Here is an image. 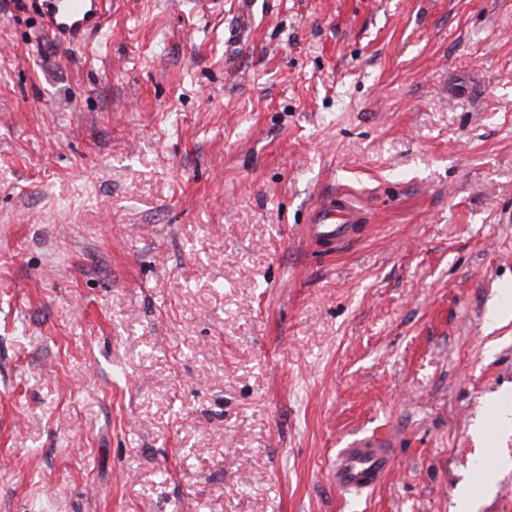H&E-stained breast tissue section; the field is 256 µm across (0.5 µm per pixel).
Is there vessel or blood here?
<instances>
[{
    "label": "vessel or blood",
    "mask_w": 512,
    "mask_h": 512,
    "mask_svg": "<svg viewBox=\"0 0 512 512\" xmlns=\"http://www.w3.org/2000/svg\"><path fill=\"white\" fill-rule=\"evenodd\" d=\"M51 3L45 29L58 40L77 44L85 33L103 27L102 0H51ZM366 221V212L349 194L335 193L315 209L308 236L317 245L333 248L354 238ZM390 463V455L382 441H360L339 450L332 479L345 491L371 488Z\"/></svg>",
    "instance_id": "obj_1"
}]
</instances>
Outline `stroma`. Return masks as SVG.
<instances>
[{"mask_svg":"<svg viewBox=\"0 0 512 512\" xmlns=\"http://www.w3.org/2000/svg\"><path fill=\"white\" fill-rule=\"evenodd\" d=\"M48 6L0 0V512H512V0ZM45 30L58 40L78 44L86 32L103 28L101 0H51ZM366 221L367 213L349 194L335 193L315 209L308 225V236L319 246L342 247L356 236ZM391 458L383 442L364 440L352 448H341L332 480L343 491L374 487L390 467Z\"/></svg>","mask_w":512,"mask_h":512,"instance_id":"35a3bbf8","label":"stroma"}]
</instances>
